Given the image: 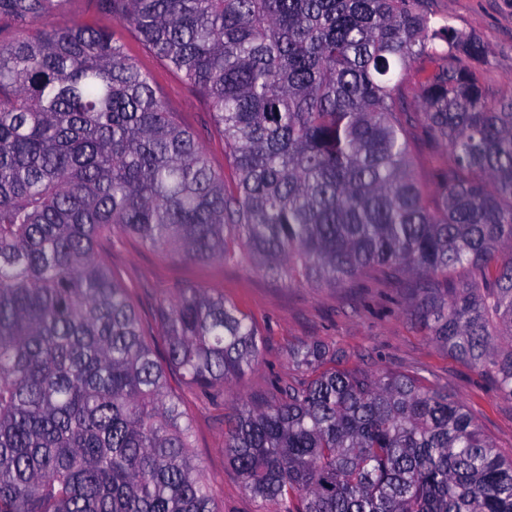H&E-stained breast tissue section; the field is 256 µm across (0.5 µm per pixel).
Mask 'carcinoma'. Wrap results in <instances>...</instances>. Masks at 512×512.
Instances as JSON below:
<instances>
[{
    "label": "carcinoma",
    "mask_w": 512,
    "mask_h": 512,
    "mask_svg": "<svg viewBox=\"0 0 512 512\" xmlns=\"http://www.w3.org/2000/svg\"><path fill=\"white\" fill-rule=\"evenodd\" d=\"M63 2L0 0L18 31L0 41V512H221L168 376L237 380L261 335L194 287L145 330L101 256L122 237L317 288L394 280L428 338L512 400V99L487 97L474 37L427 0H97L206 98L227 180L108 31L25 34ZM417 133L442 152L432 191ZM288 355L306 378L224 412L254 498L512 512V457L448 393L315 342Z\"/></svg>",
    "instance_id": "obj_1"
}]
</instances>
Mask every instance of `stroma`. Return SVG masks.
Listing matches in <instances>:
<instances>
[{"mask_svg": "<svg viewBox=\"0 0 512 512\" xmlns=\"http://www.w3.org/2000/svg\"><path fill=\"white\" fill-rule=\"evenodd\" d=\"M430 6L484 45L489 62L477 71L488 98H511L512 0H431ZM49 22H78L113 32L129 57L152 75L157 95L200 135L211 167L229 171L207 100L168 71L131 30L99 12L96 0H65ZM107 254L114 274L130 288L143 324H152L158 300H174L181 289L193 286L224 294L259 327L263 343L258 365L225 386L218 403L185 386L178 376L169 378L192 421V452L202 462L223 512L278 510L275 503L254 499L225 462L224 412L236 402L272 403L278 387L300 380L302 372L288 351L307 341L342 355L347 367L407 373L447 391L465 405L493 446L512 456V400L502 398L487 378L437 347L410 320L407 294L394 281L368 277L342 288L290 284L269 278L242 259L193 261L154 251L133 238L116 243Z\"/></svg>", "mask_w": 512, "mask_h": 512, "instance_id": "obj_1", "label": "stroma"}]
</instances>
